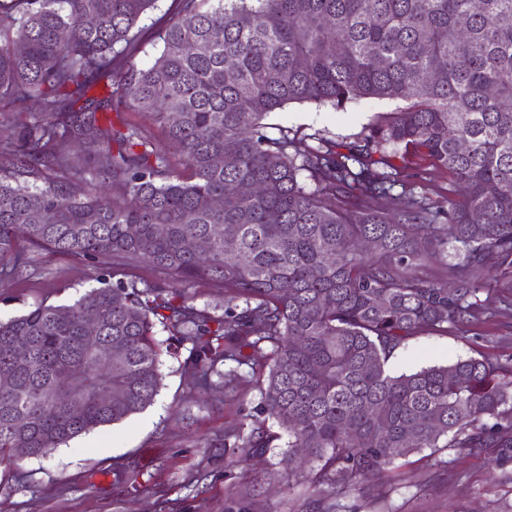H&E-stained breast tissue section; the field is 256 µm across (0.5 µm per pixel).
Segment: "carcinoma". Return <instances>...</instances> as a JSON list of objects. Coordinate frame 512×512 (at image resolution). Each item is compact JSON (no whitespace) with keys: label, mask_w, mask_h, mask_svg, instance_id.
Listing matches in <instances>:
<instances>
[{"label":"carcinoma","mask_w":512,"mask_h":512,"mask_svg":"<svg viewBox=\"0 0 512 512\" xmlns=\"http://www.w3.org/2000/svg\"><path fill=\"white\" fill-rule=\"evenodd\" d=\"M205 2L172 0L163 49L143 67L138 24L156 0H0V100L40 102L0 142V263L17 262L25 240L167 276L161 287L101 272L68 307L0 322V374L13 379L0 388V459L44 456L151 406L171 352L158 322L191 344L193 370L233 361L263 385L250 431L224 447L264 453L280 439L273 419L289 471H309L323 493L426 448L511 454L512 368L468 357L396 373L389 362L408 339L503 303L491 289L480 298L474 275L512 268V0ZM362 99L407 106L345 152L264 123L292 103ZM114 105L158 123L182 168L144 127L102 126ZM89 129L92 150L80 145ZM411 150L451 175L448 206L392 192L393 159ZM234 182L261 189L224 193ZM216 225L235 229V247ZM429 262L453 287L417 274ZM198 281L224 286V314L194 303ZM17 345L29 351L20 366ZM62 388L83 404L76 422L54 398Z\"/></svg>","instance_id":"cac0c4a2"}]
</instances>
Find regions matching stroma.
Listing matches in <instances>:
<instances>
[{"instance_id": "1", "label": "stroma", "mask_w": 512, "mask_h": 512, "mask_svg": "<svg viewBox=\"0 0 512 512\" xmlns=\"http://www.w3.org/2000/svg\"><path fill=\"white\" fill-rule=\"evenodd\" d=\"M396 100L366 99L334 110L292 104L267 122L309 146L329 140L361 143ZM401 180L416 195L444 206L447 172L422 153L397 159ZM21 272L0 267V320L45 302L72 304L95 287L90 262L21 243ZM189 344L163 355L162 388L155 403L123 422L80 435L44 457L0 463V512H512V459L490 464L494 449L469 453L424 449L388 473L362 478L335 496L313 492L303 474L288 475L280 442L265 454L225 451L224 437L256 413L259 387L233 378L236 363L208 377L188 368ZM486 355L512 362V310L499 308L466 328L413 337L390 361L403 371Z\"/></svg>"}]
</instances>
